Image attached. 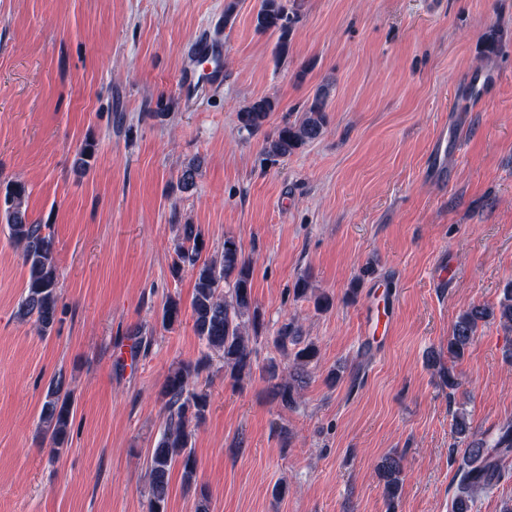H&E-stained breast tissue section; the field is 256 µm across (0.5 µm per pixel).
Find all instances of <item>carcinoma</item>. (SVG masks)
Returning <instances> with one entry per match:
<instances>
[{
    "instance_id": "1",
    "label": "carcinoma",
    "mask_w": 512,
    "mask_h": 512,
    "mask_svg": "<svg viewBox=\"0 0 512 512\" xmlns=\"http://www.w3.org/2000/svg\"><path fill=\"white\" fill-rule=\"evenodd\" d=\"M297 20L298 9L288 6L286 0H260L253 18L257 31L276 37L274 52L280 60L287 59L290 54ZM329 92L327 84L318 87L295 119L264 134L263 151L269 161L277 162L291 156L324 134L328 123ZM277 107L278 101L269 96L249 101L237 112L239 129L251 135L261 132ZM94 157L95 145L86 142L78 149L75 164L86 169ZM26 197L23 183H8L0 211L6 217L9 238L20 250L23 265L28 270L19 315L34 319L39 332L45 336L56 323L58 313L54 240L47 232V225L29 220ZM205 248L204 234L198 225H180L172 273L177 275L187 268L194 275L190 307L195 334L208 349L221 354L224 370L231 380L239 383L251 377L258 367L271 383L281 406L285 409L295 407L302 384L309 376V368L318 361L317 344L313 341L301 344V328L291 318L270 337L273 347L288 360V369L281 368V363L273 358L257 366L253 354L256 353L255 342L264 328V317L252 294V259L232 238L224 239L220 256L202 262L201 253ZM293 293L299 298H314V307L318 311L330 306L327 297L315 295L307 274L296 279ZM182 311L180 299L168 298L162 307V325L171 327L180 322ZM491 319L499 320L505 330L512 332V282L502 289L497 306H473L456 317L448 335V357L462 358L476 336L479 324ZM431 359L432 365L438 366L441 384L455 390L458 382L453 369L440 365V358L434 354ZM203 367L201 359L183 362L171 370L163 383L161 395L166 425L150 457L148 512H166L172 468L180 467L186 485L195 483L197 460L192 450L191 426L199 424L209 408L208 395L195 387V379ZM74 412V400L70 391L64 388L63 380L52 381L42 404L39 428L49 437L55 454L68 443ZM454 429L459 434L468 435V441L456 473L451 512H471L476 492L501 482L505 476L506 460L512 456V420L500 423L492 438H478L471 431L464 413L460 412L455 415ZM402 472L403 459L398 455H388L378 465L384 497L390 505L398 498Z\"/></svg>"
}]
</instances>
